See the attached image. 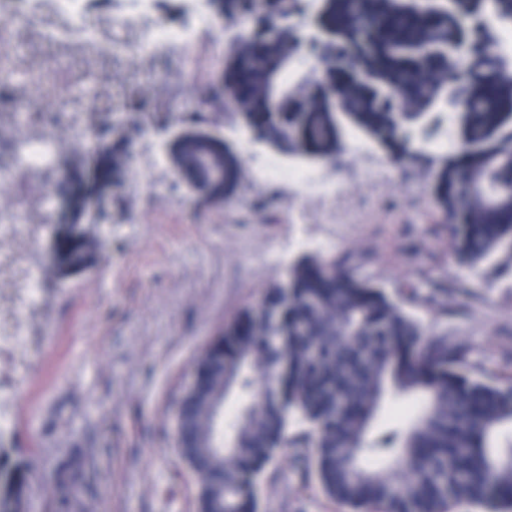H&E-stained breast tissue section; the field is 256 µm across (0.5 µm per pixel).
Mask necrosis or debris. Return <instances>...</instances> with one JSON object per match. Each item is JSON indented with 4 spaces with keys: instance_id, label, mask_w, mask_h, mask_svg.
<instances>
[{
    "instance_id": "4bbe7bcc",
    "label": "necrosis or debris",
    "mask_w": 512,
    "mask_h": 512,
    "mask_svg": "<svg viewBox=\"0 0 512 512\" xmlns=\"http://www.w3.org/2000/svg\"><path fill=\"white\" fill-rule=\"evenodd\" d=\"M0 0V81L12 87L0 107V390L33 354L30 331L44 305L45 268L35 257V225L47 210L46 171L64 148L88 141L96 98L112 83V34L132 25L146 52L193 46L210 25L207 0H181L178 26L155 0ZM248 177L300 189L304 224H361L365 210L335 165L305 168L249 153Z\"/></svg>"
}]
</instances>
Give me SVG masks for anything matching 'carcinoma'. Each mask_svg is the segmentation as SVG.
Masks as SVG:
<instances>
[{
  "label": "carcinoma",
  "instance_id": "obj_1",
  "mask_svg": "<svg viewBox=\"0 0 512 512\" xmlns=\"http://www.w3.org/2000/svg\"><path fill=\"white\" fill-rule=\"evenodd\" d=\"M332 43H365L369 82L331 70L307 89L291 76L284 26L260 40L239 38L223 69L246 127L292 156L339 159L351 131L372 139L391 160H425L433 173L434 218L455 227L453 249L475 266L512 251V79L494 53L459 60L471 72L465 106L453 113L455 147L436 154L408 149L401 130L430 119L445 95L443 71L464 26L489 11L512 19V0H318ZM269 19L291 0H261ZM390 88L407 112H381ZM224 175L219 200L239 185L243 168L223 142L192 132L171 148L192 181L203 158ZM127 152L99 146L85 166L90 198L123 168ZM90 243L65 240L81 263ZM464 351L429 335L385 292L340 260L305 258L260 302L224 329L198 360V386L232 404L217 423L210 403L186 394L175 415L178 454L199 478L203 512H259L258 488L280 448H313L307 461L324 494L348 512H449L456 502L484 512H512V382L482 381L461 370ZM293 422L308 425L293 439ZM29 478L0 448V512H21Z\"/></svg>",
  "mask_w": 512,
  "mask_h": 512
}]
</instances>
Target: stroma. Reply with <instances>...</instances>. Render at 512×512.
<instances>
[{
  "mask_svg": "<svg viewBox=\"0 0 512 512\" xmlns=\"http://www.w3.org/2000/svg\"><path fill=\"white\" fill-rule=\"evenodd\" d=\"M187 52L145 56L119 30L112 60V141L161 150V129L216 130L231 147L241 117L214 97L217 61L242 15L218 14ZM393 187L368 195L371 174L353 155L339 173L373 218L301 224L288 190L243 180L213 205L132 156L103 198L100 241L77 274L51 267L46 336L14 392L12 433L0 441L29 472L31 512H57L55 472L75 465L67 512H196V488L175 451L172 414L203 347L243 307L303 258L346 260L432 334L464 346L481 380L512 376V251L470 267L452 251L453 229L435 223L430 178L388 167ZM280 451L260 487V512H343L316 479L294 474Z\"/></svg>",
  "mask_w": 512,
  "mask_h": 512,
  "instance_id": "35a3bbf8",
  "label": "stroma"
}]
</instances>
